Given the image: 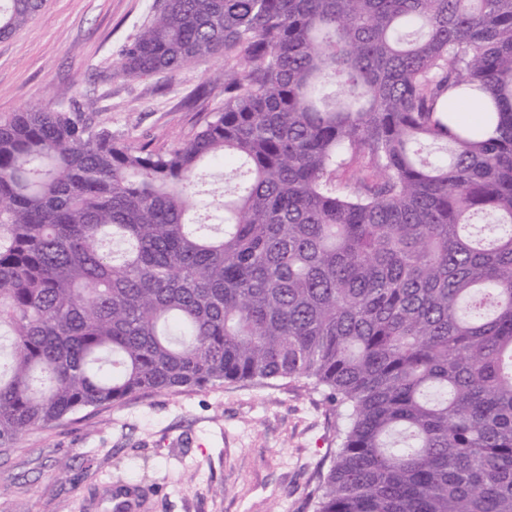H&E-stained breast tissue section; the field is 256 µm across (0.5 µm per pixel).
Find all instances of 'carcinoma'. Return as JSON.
<instances>
[{
  "label": "carcinoma",
  "mask_w": 512,
  "mask_h": 512,
  "mask_svg": "<svg viewBox=\"0 0 512 512\" xmlns=\"http://www.w3.org/2000/svg\"><path fill=\"white\" fill-rule=\"evenodd\" d=\"M43 6L0 4V39ZM219 54L224 102L171 149L91 102L0 121V447L308 380L344 418L315 512H512V0H158L116 65ZM486 89L458 120L448 91Z\"/></svg>",
  "instance_id": "1"
}]
</instances>
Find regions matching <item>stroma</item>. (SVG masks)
Returning <instances> with one entry per match:
<instances>
[{"instance_id": "stroma-1", "label": "stroma", "mask_w": 512, "mask_h": 512, "mask_svg": "<svg viewBox=\"0 0 512 512\" xmlns=\"http://www.w3.org/2000/svg\"><path fill=\"white\" fill-rule=\"evenodd\" d=\"M155 0H45L0 40V121L30 105L96 102L87 119L131 145L190 140L221 90L201 95L215 57L174 74L120 73V48ZM341 423L302 382H227L86 408L0 447V512H112L138 489L142 512H312Z\"/></svg>"}]
</instances>
